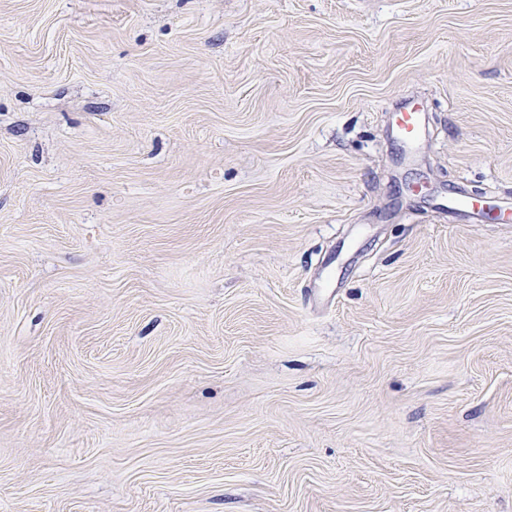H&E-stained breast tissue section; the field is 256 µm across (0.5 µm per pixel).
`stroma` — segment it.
Instances as JSON below:
<instances>
[{
  "label": "stroma",
  "mask_w": 512,
  "mask_h": 512,
  "mask_svg": "<svg viewBox=\"0 0 512 512\" xmlns=\"http://www.w3.org/2000/svg\"><path fill=\"white\" fill-rule=\"evenodd\" d=\"M476 191L512 0H0V512H512ZM397 129L399 137L407 142L413 143L423 132V112L409 104L400 106L397 110Z\"/></svg>",
  "instance_id": "stroma-1"
}]
</instances>
